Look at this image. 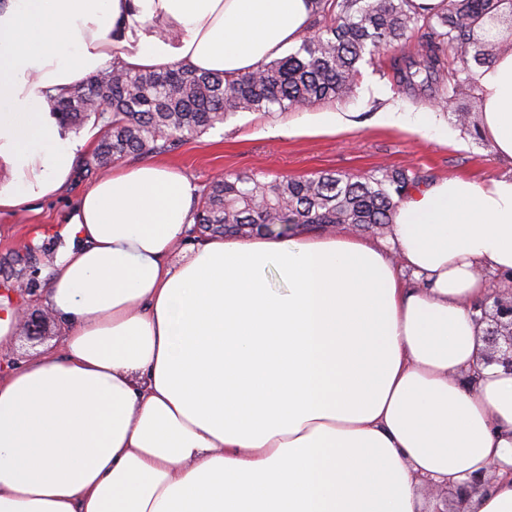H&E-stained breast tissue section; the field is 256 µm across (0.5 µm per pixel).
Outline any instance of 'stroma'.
<instances>
[{"instance_id":"stroma-1","label":"stroma","mask_w":512,"mask_h":512,"mask_svg":"<svg viewBox=\"0 0 512 512\" xmlns=\"http://www.w3.org/2000/svg\"><path fill=\"white\" fill-rule=\"evenodd\" d=\"M387 104L447 124L459 131L466 148L442 146L425 133L377 124L376 114ZM325 112L351 113L352 128L334 135H287V128ZM165 158L203 185L219 172L245 175L261 170L302 177L320 171L363 176L383 168H403L433 180L458 175L476 182L512 173V164L497 157L486 136L460 129L453 112L437 107L432 95L413 96L394 86L384 56L362 65L348 97L275 116L240 112ZM89 184V179L75 177L57 199L34 203L18 215L0 214V266L8 268L28 259L40 270L34 291L16 299L20 318L44 320L55 344L61 342L63 329L44 303L46 272L64 244L57 229Z\"/></svg>"}]
</instances>
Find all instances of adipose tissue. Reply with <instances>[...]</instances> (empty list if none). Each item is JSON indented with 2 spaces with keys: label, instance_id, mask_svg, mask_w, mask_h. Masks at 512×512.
<instances>
[{
  "label": "adipose tissue",
  "instance_id": "obj_1",
  "mask_svg": "<svg viewBox=\"0 0 512 512\" xmlns=\"http://www.w3.org/2000/svg\"><path fill=\"white\" fill-rule=\"evenodd\" d=\"M316 0H0V214L70 185L96 129L53 98L119 66L237 78L298 44ZM512 162V45L481 69ZM378 123L465 147L385 108ZM201 188L149 160L66 215L45 301L64 326L0 379V512H512V374L484 364V271L512 274V176L412 191L386 238H206ZM277 272L281 286L267 282ZM490 489L471 487L491 463Z\"/></svg>",
  "mask_w": 512,
  "mask_h": 512
}]
</instances>
